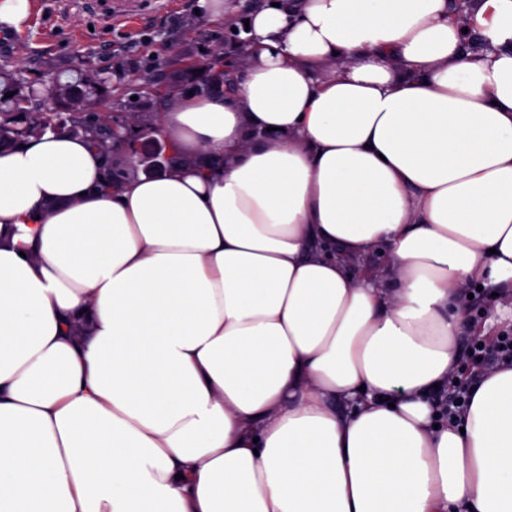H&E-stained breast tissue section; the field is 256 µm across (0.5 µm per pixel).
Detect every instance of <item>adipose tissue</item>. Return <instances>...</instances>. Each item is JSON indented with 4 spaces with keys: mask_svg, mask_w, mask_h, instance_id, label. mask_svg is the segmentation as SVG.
I'll return each instance as SVG.
<instances>
[{
    "mask_svg": "<svg viewBox=\"0 0 512 512\" xmlns=\"http://www.w3.org/2000/svg\"><path fill=\"white\" fill-rule=\"evenodd\" d=\"M181 156L0 151V512H512V0H278ZM380 254L371 273L352 258ZM480 303L485 310V314L481 316L477 315L473 309L472 299H468V297L465 299L469 320L477 330L485 331V336H480L469 349L468 358L472 362V374L479 371L484 363L490 360L512 366V336L511 334L500 336L505 329L512 332L511 303H505L498 308L497 301L491 295V290H487ZM498 336L500 337L498 338ZM480 339L489 348L493 346L496 340L497 344L492 350H488ZM478 345H482V348H478ZM478 356H482V360H478Z\"/></svg>",
    "mask_w": 512,
    "mask_h": 512,
    "instance_id": "obj_1",
    "label": "adipose tissue"
}]
</instances>
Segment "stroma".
Here are the masks:
<instances>
[{"label": "stroma", "instance_id": "obj_1", "mask_svg": "<svg viewBox=\"0 0 512 512\" xmlns=\"http://www.w3.org/2000/svg\"><path fill=\"white\" fill-rule=\"evenodd\" d=\"M112 22L103 24L81 0H30V16L22 31L0 26V39L11 44L0 52V67L17 73L22 82L42 89L47 80H72L76 72L112 79L108 110L151 112L138 94L144 78L171 91L182 90L191 62L221 55L237 61L231 29H243L249 14L265 0H230L233 20L213 24L196 9L199 0H110ZM484 315L470 313L473 326L493 345L503 330L512 331V305L482 300Z\"/></svg>", "mask_w": 512, "mask_h": 512}]
</instances>
